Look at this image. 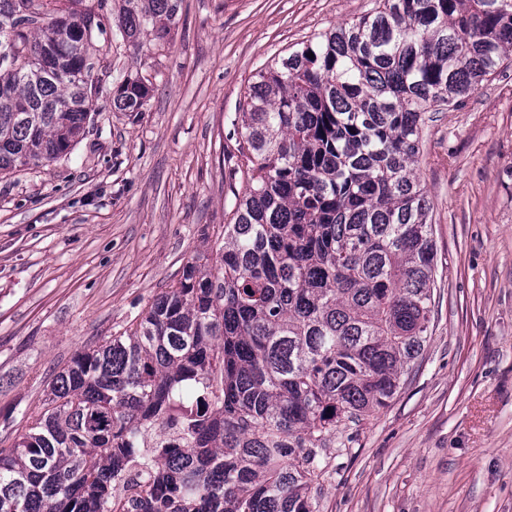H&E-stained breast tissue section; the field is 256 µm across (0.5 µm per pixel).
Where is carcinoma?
<instances>
[{"label":"carcinoma","mask_w":512,"mask_h":512,"mask_svg":"<svg viewBox=\"0 0 512 512\" xmlns=\"http://www.w3.org/2000/svg\"><path fill=\"white\" fill-rule=\"evenodd\" d=\"M182 0H120L164 40ZM106 0H0V173L67 155L93 111ZM512 56V0H375L248 88L246 188L134 328L76 354L0 448V512H318L345 421L386 408L427 342L420 126ZM127 75L112 109L142 112Z\"/></svg>","instance_id":"1"}]
</instances>
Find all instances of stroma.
I'll return each mask as SVG.
<instances>
[{
	"label": "stroma",
	"instance_id": "1",
	"mask_svg": "<svg viewBox=\"0 0 512 512\" xmlns=\"http://www.w3.org/2000/svg\"><path fill=\"white\" fill-rule=\"evenodd\" d=\"M375 0H183L167 43L107 27L73 150L0 175V418L23 423L79 351L124 331L222 243L246 180L238 116L255 73ZM148 79L145 112L109 92ZM430 338L389 405L336 436L319 512H512V68L426 121Z\"/></svg>",
	"mask_w": 512,
	"mask_h": 512
}]
</instances>
